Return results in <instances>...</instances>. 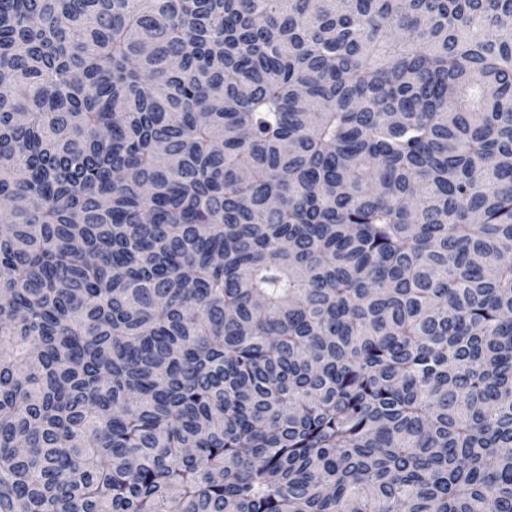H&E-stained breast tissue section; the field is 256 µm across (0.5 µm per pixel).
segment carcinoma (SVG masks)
<instances>
[{
	"label": "carcinoma",
	"instance_id": "obj_1",
	"mask_svg": "<svg viewBox=\"0 0 512 512\" xmlns=\"http://www.w3.org/2000/svg\"><path fill=\"white\" fill-rule=\"evenodd\" d=\"M0 512H512V0H0Z\"/></svg>",
	"mask_w": 512,
	"mask_h": 512
}]
</instances>
